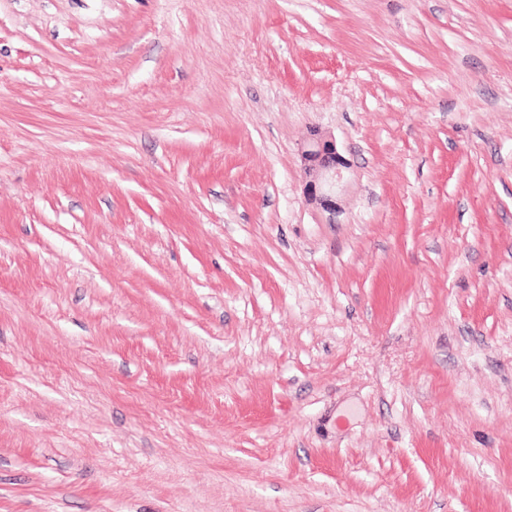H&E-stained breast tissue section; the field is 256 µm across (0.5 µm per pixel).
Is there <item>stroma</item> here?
I'll list each match as a JSON object with an SVG mask.
<instances>
[{
  "instance_id": "1",
  "label": "stroma",
  "mask_w": 512,
  "mask_h": 512,
  "mask_svg": "<svg viewBox=\"0 0 512 512\" xmlns=\"http://www.w3.org/2000/svg\"><path fill=\"white\" fill-rule=\"evenodd\" d=\"M0 512H512V0H0ZM305 173L311 178L306 184L310 201L336 213V194L342 188L347 164L332 140L312 138L301 152Z\"/></svg>"
}]
</instances>
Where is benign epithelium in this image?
<instances>
[{
    "mask_svg": "<svg viewBox=\"0 0 512 512\" xmlns=\"http://www.w3.org/2000/svg\"><path fill=\"white\" fill-rule=\"evenodd\" d=\"M308 199L329 211H336V194L342 188L347 164L331 140L316 137L301 152Z\"/></svg>",
    "mask_w": 512,
    "mask_h": 512,
    "instance_id": "1",
    "label": "benign epithelium"
}]
</instances>
